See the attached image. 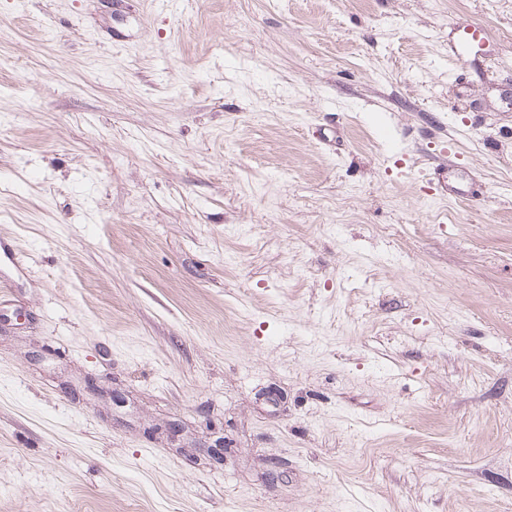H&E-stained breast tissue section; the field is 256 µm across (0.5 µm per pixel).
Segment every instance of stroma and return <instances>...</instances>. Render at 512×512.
Instances as JSON below:
<instances>
[{"label": "stroma", "instance_id": "1", "mask_svg": "<svg viewBox=\"0 0 512 512\" xmlns=\"http://www.w3.org/2000/svg\"><path fill=\"white\" fill-rule=\"evenodd\" d=\"M0 512H512V0H0ZM487 43H489L488 34L481 25L463 20L455 27L450 50L457 60L466 63L468 58L466 59L464 55L465 48L469 49L475 46L483 48Z\"/></svg>", "mask_w": 512, "mask_h": 512}]
</instances>
